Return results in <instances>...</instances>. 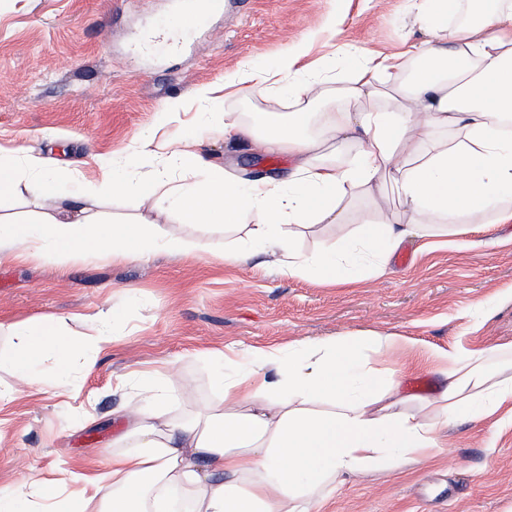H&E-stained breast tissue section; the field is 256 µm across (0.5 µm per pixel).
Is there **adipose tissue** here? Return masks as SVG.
Wrapping results in <instances>:
<instances>
[{
	"label": "adipose tissue",
	"instance_id": "adipose-tissue-1",
	"mask_svg": "<svg viewBox=\"0 0 512 512\" xmlns=\"http://www.w3.org/2000/svg\"><path fill=\"white\" fill-rule=\"evenodd\" d=\"M428 39L393 54L342 47L349 64L302 66L299 55L260 75L241 69L238 83L259 92L283 85L290 112L270 122L258 143L291 155L287 179L242 184L219 176L174 184L164 172L139 178L49 167L34 154L0 156V197L25 189L49 209L20 221L0 214V261L28 256L58 269L81 261L125 262L186 240L157 236L147 224H106L101 198L136 195L171 207L188 224L243 225L247 240L223 258L245 262L255 248L290 274L318 270L325 284H355L354 267L372 259L383 272L407 236L454 235L489 216L512 223V0H410ZM470 23L458 22L466 9ZM370 199L355 233L333 252L303 256L302 229L340 224L348 192ZM62 318L38 328L12 325L17 376L32 381L47 350L68 379L74 340ZM401 355L407 370L435 368L446 378L435 398L411 404L382 381L366 353ZM498 348H422L395 334L351 336L288 347L225 348L207 355L218 403L185 418L170 416L156 377L138 380L140 406L124 414L106 469L70 473L73 487L48 495L30 473L21 490H0V512H320L337 482L381 461L406 466L435 457L438 433L470 414H512V363Z\"/></svg>",
	"mask_w": 512,
	"mask_h": 512
}]
</instances>
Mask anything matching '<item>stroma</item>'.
Wrapping results in <instances>:
<instances>
[{"instance_id":"obj_1","label":"stroma","mask_w":512,"mask_h":512,"mask_svg":"<svg viewBox=\"0 0 512 512\" xmlns=\"http://www.w3.org/2000/svg\"><path fill=\"white\" fill-rule=\"evenodd\" d=\"M175 2L135 0L119 9L113 0H0V150L29 151L94 179L101 166L119 165L134 141L159 144L208 118L211 131L199 148L213 174L242 183L282 180L294 165L290 155L265 154L251 139L224 134L225 113L288 110L277 92L255 96L250 85L233 84L240 68L271 70L302 46L312 64L345 44L389 53L403 40L428 37L407 0H228L186 51L134 54L145 28L176 27ZM203 86L214 88L212 102L197 100ZM97 210L114 224L152 225L192 249L63 272L34 259L0 263L2 324L35 326L61 316L66 334L77 338L88 316L110 307L119 315L111 344L73 356L72 391L64 397L43 381L19 383L11 341L0 335V489L22 483L31 470L52 480L61 463L110 456L136 394L118 379L167 371L177 416L216 403L202 356L227 345L400 334L430 348H512V223L489 233L472 224L456 236L407 239L383 274L336 288L289 274L261 253L243 264L218 260L225 244L245 238L243 228L184 224L133 198L121 205L105 198ZM356 227L351 216L317 225L296 249L334 250ZM442 443L432 461L348 480L323 512H512V419L461 418Z\"/></svg>"}]
</instances>
